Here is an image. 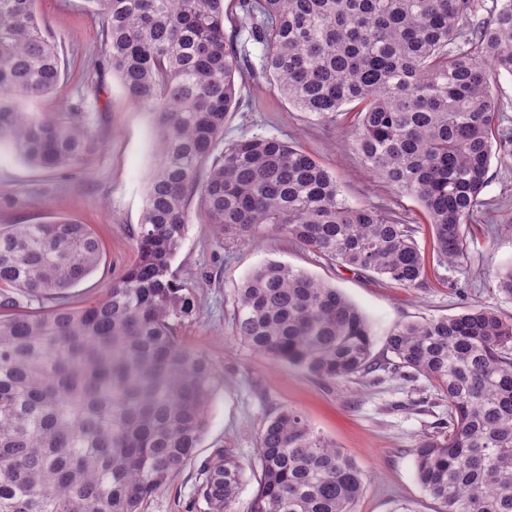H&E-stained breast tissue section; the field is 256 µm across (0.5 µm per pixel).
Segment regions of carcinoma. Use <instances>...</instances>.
<instances>
[{
    "instance_id": "obj_1",
    "label": "carcinoma",
    "mask_w": 512,
    "mask_h": 512,
    "mask_svg": "<svg viewBox=\"0 0 512 512\" xmlns=\"http://www.w3.org/2000/svg\"><path fill=\"white\" fill-rule=\"evenodd\" d=\"M104 18L105 57L128 94L157 114L158 163L135 262L102 299L68 291L102 262L86 224L0 225V512H142L196 453L214 373L181 344L194 308L172 271L192 199L205 223L245 237L271 228L323 259L403 288L422 281L415 229L354 206L336 176L277 138L224 145L247 55L224 34V0H88ZM35 0H0V149L46 168L92 143L90 113L26 112L54 90L57 46ZM264 48L263 73L309 119L336 125L357 107L355 145L369 167L427 214L440 262L465 259V225L489 183L512 78V0H239ZM235 329L255 352L329 381L368 375L372 333L337 288L281 262L237 288ZM393 366L448 397V435L414 450L439 512H512V318L488 308L398 326ZM249 512H353V461L299 412L282 409L258 441ZM243 470L224 451L199 469L203 512H234ZM494 93L503 117L500 133L512 132V79L508 76L500 77Z\"/></svg>"
}]
</instances>
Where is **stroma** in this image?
<instances>
[{
  "mask_svg": "<svg viewBox=\"0 0 512 512\" xmlns=\"http://www.w3.org/2000/svg\"><path fill=\"white\" fill-rule=\"evenodd\" d=\"M35 11L60 47L65 68L58 87L25 109L65 113L82 104L91 115L95 147L82 160L56 169L36 167L1 151L0 224L64 218L90 225L103 261L70 291L74 303L83 305L101 298L135 258L130 228L139 222L146 182L156 163L157 116L133 101L104 66V20L89 11L85 0H37ZM244 46L252 71L239 83L238 111L225 120V143L275 137L307 153L335 174L349 203L372 205L412 225L426 272L419 287L402 288L328 264L270 229L228 239L203 223L200 202L192 200L173 267L193 286L195 310L177 334L209 361L217 386L194 458L149 499L145 512H191L198 470L219 449L243 467L236 510L247 512L259 487L258 435L284 407L301 412L360 470L363 489L354 512H439V504L416 477L414 450L425 437L446 432L448 400L425 378L409 379L386 369V338L401 323L451 316L468 307L512 317V296L494 278L495 271L512 264V152H500L491 162L484 205L467 227L462 266L440 264L421 205L364 163L350 116L340 115L331 130L308 120L261 76L262 46L250 40ZM271 260L304 270L353 302L371 325L372 358L381 370L323 381L254 352L235 331L236 290L253 269Z\"/></svg>",
  "mask_w": 512,
  "mask_h": 512,
  "instance_id": "35a3bbf8",
  "label": "stroma"
}]
</instances>
